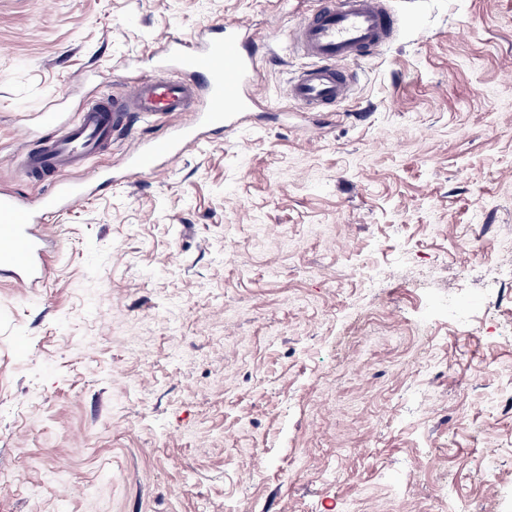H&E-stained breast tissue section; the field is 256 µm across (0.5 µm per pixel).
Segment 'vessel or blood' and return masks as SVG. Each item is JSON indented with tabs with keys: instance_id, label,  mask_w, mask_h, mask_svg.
I'll use <instances>...</instances> for the list:
<instances>
[{
	"instance_id": "vessel-or-blood-1",
	"label": "vessel or blood",
	"mask_w": 512,
	"mask_h": 512,
	"mask_svg": "<svg viewBox=\"0 0 512 512\" xmlns=\"http://www.w3.org/2000/svg\"><path fill=\"white\" fill-rule=\"evenodd\" d=\"M394 31L386 0H321L320 9L290 32L314 64L289 79L285 96L314 112L333 111L354 90L352 63L375 56ZM263 46L247 26L217 22L196 40L166 38L152 75L127 83L121 94L98 99L70 118L53 108L41 113L34 145L19 163L48 189L34 201L0 193V280L30 292L43 287L56 253L46 226L50 216L106 187L163 170L214 132H234L261 103ZM143 114H179L183 120L162 136L138 140L119 168L67 178V171L111 150L116 138L132 135Z\"/></svg>"
}]
</instances>
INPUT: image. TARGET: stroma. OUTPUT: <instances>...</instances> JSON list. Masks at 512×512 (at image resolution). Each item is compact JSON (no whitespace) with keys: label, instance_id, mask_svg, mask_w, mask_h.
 Wrapping results in <instances>:
<instances>
[{"label":"stroma","instance_id":"1","mask_svg":"<svg viewBox=\"0 0 512 512\" xmlns=\"http://www.w3.org/2000/svg\"><path fill=\"white\" fill-rule=\"evenodd\" d=\"M317 4L0 0V191L31 198L11 158L49 105L170 35L270 37L265 108L50 218L43 288L0 283V512H512V287L485 275L512 263V0H389L352 98L308 112L281 91Z\"/></svg>","mask_w":512,"mask_h":512}]
</instances>
